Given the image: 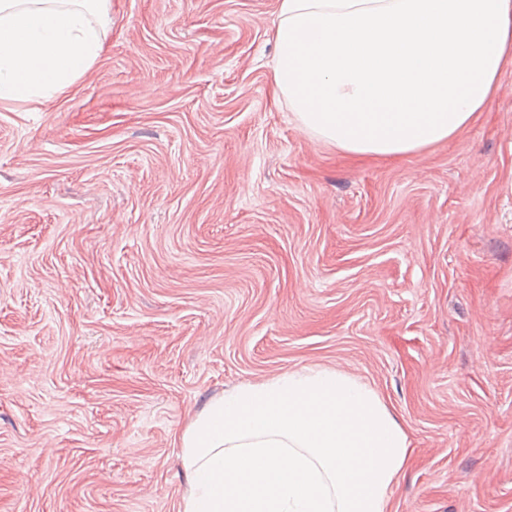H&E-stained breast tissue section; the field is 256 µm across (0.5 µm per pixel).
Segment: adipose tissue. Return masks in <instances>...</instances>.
<instances>
[{"label": "adipose tissue", "instance_id": "obj_1", "mask_svg": "<svg viewBox=\"0 0 512 512\" xmlns=\"http://www.w3.org/2000/svg\"><path fill=\"white\" fill-rule=\"evenodd\" d=\"M109 0H0V100L89 78ZM273 83L344 152L448 140L512 62V0H279ZM182 512H387L411 447L381 395L303 367L238 385L181 432Z\"/></svg>", "mask_w": 512, "mask_h": 512}]
</instances>
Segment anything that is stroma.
I'll return each mask as SVG.
<instances>
[{
	"label": "stroma",
	"mask_w": 512,
	"mask_h": 512,
	"mask_svg": "<svg viewBox=\"0 0 512 512\" xmlns=\"http://www.w3.org/2000/svg\"><path fill=\"white\" fill-rule=\"evenodd\" d=\"M279 0H110L92 80L0 100V512H182L179 435L302 367L373 386L389 512H512V64L349 155L274 93Z\"/></svg>",
	"instance_id": "35a3bbf8"
}]
</instances>
